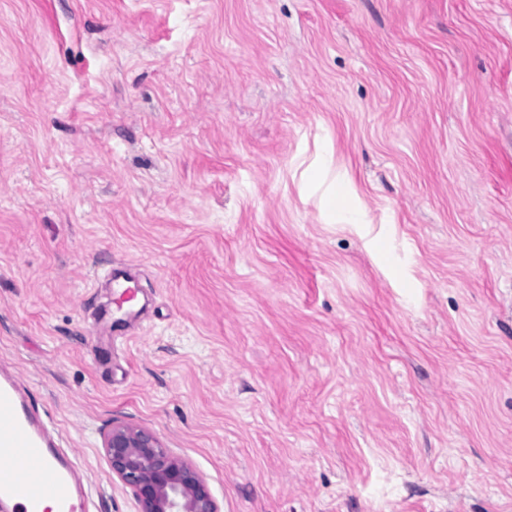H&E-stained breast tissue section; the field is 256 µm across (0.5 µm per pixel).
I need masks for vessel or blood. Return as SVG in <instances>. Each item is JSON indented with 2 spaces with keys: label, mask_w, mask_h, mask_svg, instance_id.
<instances>
[{
  "label": "vessel or blood",
  "mask_w": 512,
  "mask_h": 512,
  "mask_svg": "<svg viewBox=\"0 0 512 512\" xmlns=\"http://www.w3.org/2000/svg\"><path fill=\"white\" fill-rule=\"evenodd\" d=\"M48 497L58 512H87L76 462L17 377L0 371V502L17 512H40Z\"/></svg>",
  "instance_id": "1"
}]
</instances>
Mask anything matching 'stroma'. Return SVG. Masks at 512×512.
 Returning <instances> with one entry per match:
<instances>
[{
	"label": "stroma",
	"instance_id": "35a3bbf8",
	"mask_svg": "<svg viewBox=\"0 0 512 512\" xmlns=\"http://www.w3.org/2000/svg\"><path fill=\"white\" fill-rule=\"evenodd\" d=\"M0 367L89 512H512V0H0ZM308 179L313 187L317 189L323 188L321 200L330 223H336V216L343 221L342 224L366 223L364 212L352 206L340 195L336 186V176L335 174H330L329 168L325 164L313 169ZM103 448L112 474L132 491L138 512H221L203 477L152 432L113 425Z\"/></svg>",
	"mask_w": 512,
	"mask_h": 512
}]
</instances>
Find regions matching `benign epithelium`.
I'll return each mask as SVG.
<instances>
[{
  "mask_svg": "<svg viewBox=\"0 0 512 512\" xmlns=\"http://www.w3.org/2000/svg\"><path fill=\"white\" fill-rule=\"evenodd\" d=\"M103 448L138 512H221L203 477L152 432L117 424L104 436Z\"/></svg>",
  "mask_w": 512,
  "mask_h": 512,
  "instance_id": "1",
  "label": "benign epithelium"
}]
</instances>
